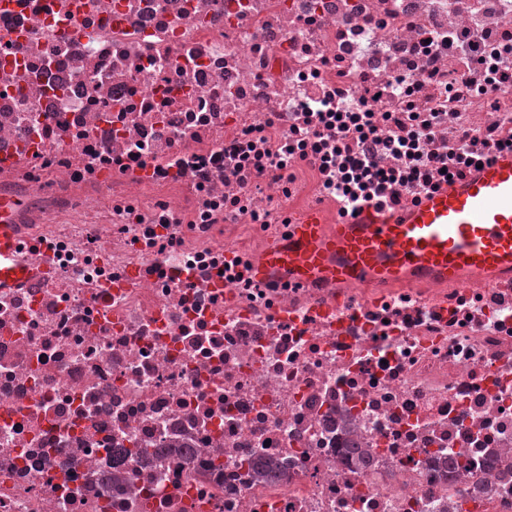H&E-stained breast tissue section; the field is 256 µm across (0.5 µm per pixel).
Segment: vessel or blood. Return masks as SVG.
<instances>
[{
  "mask_svg": "<svg viewBox=\"0 0 512 512\" xmlns=\"http://www.w3.org/2000/svg\"><path fill=\"white\" fill-rule=\"evenodd\" d=\"M273 275L365 288L512 280V151L401 211L369 202L328 226L309 210L258 260L254 280Z\"/></svg>",
  "mask_w": 512,
  "mask_h": 512,
  "instance_id": "vessel-or-blood-1",
  "label": "vessel or blood"
}]
</instances>
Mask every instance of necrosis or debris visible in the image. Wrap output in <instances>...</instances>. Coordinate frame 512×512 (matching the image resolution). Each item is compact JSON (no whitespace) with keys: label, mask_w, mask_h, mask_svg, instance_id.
<instances>
[{"label":"necrosis or debris","mask_w":512,"mask_h":512,"mask_svg":"<svg viewBox=\"0 0 512 512\" xmlns=\"http://www.w3.org/2000/svg\"><path fill=\"white\" fill-rule=\"evenodd\" d=\"M505 149L512 0H0V512H512V284L252 278Z\"/></svg>","instance_id":"4bbe7bcc"}]
</instances>
